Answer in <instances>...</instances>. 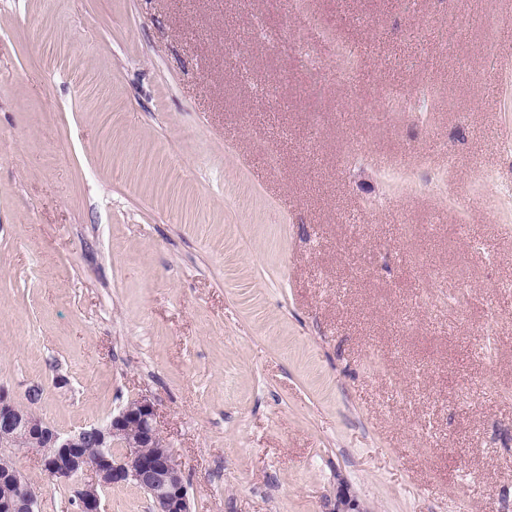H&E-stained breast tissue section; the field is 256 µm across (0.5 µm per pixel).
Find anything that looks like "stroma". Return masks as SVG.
Instances as JSON below:
<instances>
[{
    "instance_id": "1",
    "label": "stroma",
    "mask_w": 512,
    "mask_h": 512,
    "mask_svg": "<svg viewBox=\"0 0 512 512\" xmlns=\"http://www.w3.org/2000/svg\"><path fill=\"white\" fill-rule=\"evenodd\" d=\"M310 7L346 85L290 0H0V387L147 396L192 512H504L512 0ZM307 2L308 1L306 0H293L292 14L299 16L306 27L312 28V25L314 24L319 30L321 36L333 45L334 55L336 57L334 79L336 84H344L347 81L349 72L347 67L343 65V62L350 56L348 45L332 27L325 23L318 24L315 22V17L311 16L308 12Z\"/></svg>"
}]
</instances>
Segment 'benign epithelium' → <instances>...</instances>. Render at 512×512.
Masks as SVG:
<instances>
[{"label":"benign epithelium","mask_w":512,"mask_h":512,"mask_svg":"<svg viewBox=\"0 0 512 512\" xmlns=\"http://www.w3.org/2000/svg\"><path fill=\"white\" fill-rule=\"evenodd\" d=\"M115 448L125 453L117 456ZM17 449L36 454L51 477L76 483V512H103L102 492L129 483L147 494L152 512H191L183 473L146 396L130 400L103 424L69 434L0 396V454ZM37 499L20 470L0 469V512H36Z\"/></svg>","instance_id":"obj_1"}]
</instances>
